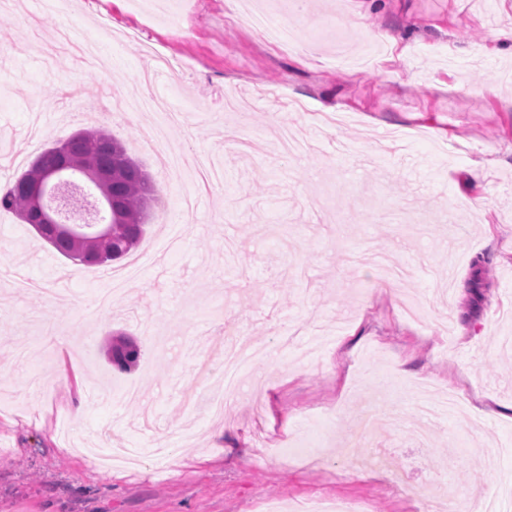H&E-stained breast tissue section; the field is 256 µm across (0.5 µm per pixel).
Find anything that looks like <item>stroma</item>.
Wrapping results in <instances>:
<instances>
[{
    "label": "stroma",
    "mask_w": 512,
    "mask_h": 512,
    "mask_svg": "<svg viewBox=\"0 0 512 512\" xmlns=\"http://www.w3.org/2000/svg\"><path fill=\"white\" fill-rule=\"evenodd\" d=\"M43 3L0 0V191L109 112L159 202L109 268L42 266L48 246L0 213V512L512 498V0ZM250 10L298 44L265 46ZM162 55L182 65L172 97ZM147 91L187 117L170 147L223 171L175 224L159 218L191 170L140 148L154 111L117 115ZM479 256L489 286L456 296ZM120 334L130 372L105 356ZM231 338L270 358L224 421L197 367L219 374Z\"/></svg>",
    "instance_id": "obj_1"
}]
</instances>
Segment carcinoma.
<instances>
[{
  "label": "carcinoma",
  "mask_w": 512,
  "mask_h": 512,
  "mask_svg": "<svg viewBox=\"0 0 512 512\" xmlns=\"http://www.w3.org/2000/svg\"><path fill=\"white\" fill-rule=\"evenodd\" d=\"M71 172L64 176L63 183L79 180L77 171L82 167L84 155L91 147L99 153L100 161L112 165L116 177L112 184V214H104L103 220H112L111 232L103 236L74 238L43 230L39 235L57 253L75 264L92 263V259L103 256L104 262H112L127 256L141 242L145 226L151 219L156 201L155 187L149 174L126 151L123 144L103 128L94 132L82 129L69 136ZM44 170L37 161L16 178L13 184L0 194V210L14 212L28 224L31 221L26 185L43 179ZM108 356L119 369L131 371L139 364L140 350L129 342L114 344L107 350Z\"/></svg>",
  "instance_id": "1"
}]
</instances>
